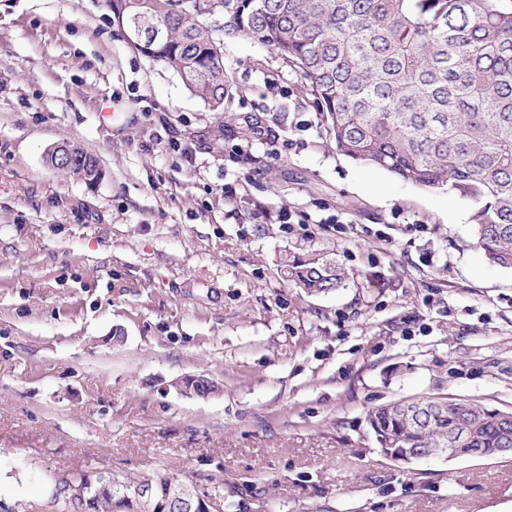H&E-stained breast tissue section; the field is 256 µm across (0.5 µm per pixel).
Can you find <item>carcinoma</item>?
<instances>
[{"instance_id": "cac0c4a2", "label": "carcinoma", "mask_w": 512, "mask_h": 512, "mask_svg": "<svg viewBox=\"0 0 512 512\" xmlns=\"http://www.w3.org/2000/svg\"><path fill=\"white\" fill-rule=\"evenodd\" d=\"M159 25L163 37L145 44L186 89L223 111L228 76L224 37H245L273 50L297 72L316 112L343 155L427 190L475 204V245L495 266L512 269V0H102ZM59 172L91 185L97 160L61 145L47 154ZM286 280L312 295L345 287L332 253L284 259ZM185 388L216 391L198 377ZM460 423L473 428L465 453L498 454L512 413L469 402L448 404L441 417L406 424L398 406L367 414L384 454L448 443ZM150 484L151 512H173L167 501L186 480L167 472L112 477V495L94 497L92 512H144L136 488Z\"/></svg>"}]
</instances>
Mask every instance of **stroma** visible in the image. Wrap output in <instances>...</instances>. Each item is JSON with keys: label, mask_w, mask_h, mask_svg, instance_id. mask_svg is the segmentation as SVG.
<instances>
[{"label": "stroma", "mask_w": 512, "mask_h": 512, "mask_svg": "<svg viewBox=\"0 0 512 512\" xmlns=\"http://www.w3.org/2000/svg\"><path fill=\"white\" fill-rule=\"evenodd\" d=\"M224 62L219 113L100 0H0V497L52 512L47 476L104 468L223 487L224 512H512V454L406 464L366 424L512 411V269L473 203L338 152L268 48ZM63 143L96 184L52 168ZM322 249L345 288L285 281ZM201 376L217 393L181 391ZM47 161L62 174L81 179L89 185L96 183L100 178L97 160L79 147H55L48 152Z\"/></svg>", "instance_id": "obj_1"}]
</instances>
